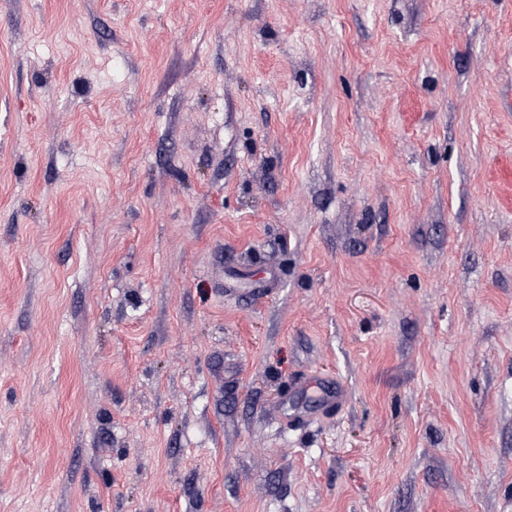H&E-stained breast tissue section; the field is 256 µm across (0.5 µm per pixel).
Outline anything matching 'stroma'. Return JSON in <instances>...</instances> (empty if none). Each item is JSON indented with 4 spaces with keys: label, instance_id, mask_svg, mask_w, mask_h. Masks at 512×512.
Instances as JSON below:
<instances>
[{
    "label": "stroma",
    "instance_id": "35a3bbf8",
    "mask_svg": "<svg viewBox=\"0 0 512 512\" xmlns=\"http://www.w3.org/2000/svg\"><path fill=\"white\" fill-rule=\"evenodd\" d=\"M0 512H512V0H0Z\"/></svg>",
    "mask_w": 512,
    "mask_h": 512
}]
</instances>
